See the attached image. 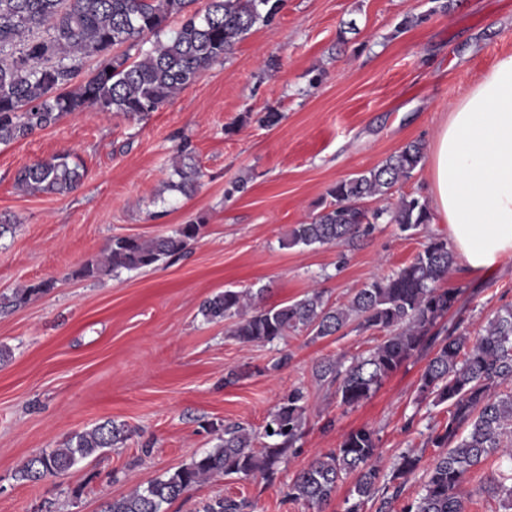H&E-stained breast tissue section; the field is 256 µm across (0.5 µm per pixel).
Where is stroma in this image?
Masks as SVG:
<instances>
[{"mask_svg": "<svg viewBox=\"0 0 512 512\" xmlns=\"http://www.w3.org/2000/svg\"><path fill=\"white\" fill-rule=\"evenodd\" d=\"M512 56V0H286L229 57L202 72L171 103L141 116L79 112L25 138L0 144V294L42 280L54 288L0 311V512H102L117 499L188 464L217 443L227 422L262 432L289 391L303 389L307 422L295 452L272 479L235 475L194 486L165 512H201L215 497L246 501V512H343L347 477L323 507L288 497L294 473L370 427L378 465L427 446L447 405L419 402L428 360L398 367L360 406H340L315 379L326 358L367 353L383 333L352 330L311 340L296 332L267 344L228 336V322H206L202 303L227 289L265 287L274 306L321 291L347 302L376 278L408 264L439 219L418 234L376 225L358 249L287 248L290 230L308 223L337 181L369 170L413 140L431 144L452 107L503 58ZM320 83H313L314 75ZM281 113L272 127L259 113ZM200 171L189 197L167 190L179 137ZM77 156L85 175L66 194H28L17 171L54 154ZM243 190L225 196L231 182ZM201 222L178 258L144 269L82 278L112 236L151 238ZM458 301L440 319L478 333L512 304V258L491 274L454 264L444 282ZM240 378L226 383L229 371ZM111 420L126 442L36 483L20 480L32 455L62 447L74 433ZM489 457L471 472L467 512H499L491 477L506 472Z\"/></svg>", "mask_w": 512, "mask_h": 512, "instance_id": "stroma-1", "label": "stroma"}]
</instances>
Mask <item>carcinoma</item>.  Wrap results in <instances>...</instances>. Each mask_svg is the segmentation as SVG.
<instances>
[{
  "instance_id": "1",
  "label": "carcinoma",
  "mask_w": 512,
  "mask_h": 512,
  "mask_svg": "<svg viewBox=\"0 0 512 512\" xmlns=\"http://www.w3.org/2000/svg\"><path fill=\"white\" fill-rule=\"evenodd\" d=\"M196 0H0V143L25 138L75 112L95 109L130 116L155 112L170 103L214 64L226 59L258 24L268 25L285 0H209L204 12L191 11ZM180 27L161 39L166 22ZM42 30L44 37L34 36ZM152 47L130 60L127 52L145 36ZM99 58L96 69L80 78L83 59ZM425 145L411 141L381 164L337 182L328 190L332 201L308 224L291 232L286 246L344 243L356 248L374 225L395 224L416 232L431 221L426 202L401 197L392 190L422 163ZM188 142H181L172 160L178 181L169 187L184 196L197 188L200 172L186 163ZM83 165L68 153L52 155L23 167L18 188L35 193L63 194L81 182ZM384 202L369 207L367 201ZM201 223L180 225L174 232L149 239L114 236L102 258L89 261L78 275L90 278L118 270H141L181 256L200 233ZM455 262L448 239L432 237L409 264L377 278L345 305L331 306L319 291L273 307L253 305L264 289L224 292L204 302L200 313L208 322L232 321L229 335L241 343H270L290 332L305 330L311 339L335 336L347 328L379 331L385 339L367 354L325 359L314 369L317 381L336 385L341 406L355 408L371 399L383 381L404 361L429 350L432 356L420 376L421 400L450 404L448 420L429 434L427 444L445 448L426 469L422 492L401 512H466L463 487L473 468L496 455L512 465V306L500 309L473 337L454 326L438 338L429 335L437 320L455 305L458 292L440 287ZM49 281L29 284L12 296L0 297V310L20 306L48 291ZM306 396L297 388L272 412L264 447L254 448L257 435L242 423L224 425L219 443L190 463L167 473L143 489L106 502L103 512H163V505L193 486L220 476H261L270 479L301 437ZM125 425L104 421L71 436L64 447L28 458L19 479L38 482L62 475L103 448L122 445ZM379 439L360 428L343 436L338 448L313 458L295 472L288 496L320 506L331 501L340 483L353 475L344 512H362L369 501L377 512H392L400 488L389 490L376 465ZM421 456H399L391 479L419 469ZM502 506L512 512V474L495 483ZM244 502L217 498L203 512H242Z\"/></svg>"
}]
</instances>
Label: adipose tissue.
<instances>
[{"label": "adipose tissue", "instance_id": "1", "mask_svg": "<svg viewBox=\"0 0 512 512\" xmlns=\"http://www.w3.org/2000/svg\"><path fill=\"white\" fill-rule=\"evenodd\" d=\"M432 203L472 272L512 255V57L449 112L430 151Z\"/></svg>", "mask_w": 512, "mask_h": 512}]
</instances>
